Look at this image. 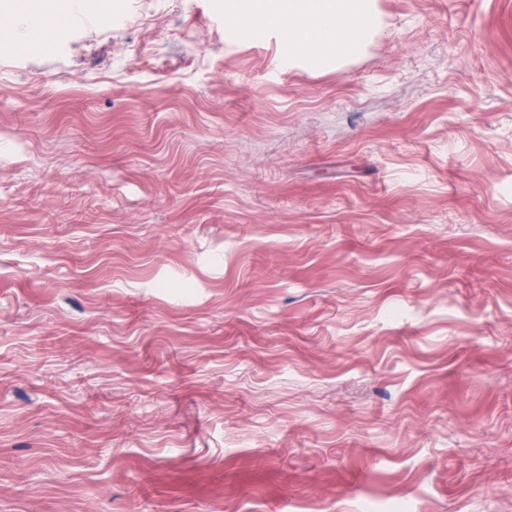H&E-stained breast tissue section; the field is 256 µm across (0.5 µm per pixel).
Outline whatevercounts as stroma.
Instances as JSON below:
<instances>
[{
	"label": "stroma",
	"mask_w": 512,
	"mask_h": 512,
	"mask_svg": "<svg viewBox=\"0 0 512 512\" xmlns=\"http://www.w3.org/2000/svg\"><path fill=\"white\" fill-rule=\"evenodd\" d=\"M224 2L0 52V512H512V0ZM229 16L252 34L276 28L288 44V66L336 67L358 55L376 28V0H228Z\"/></svg>",
	"instance_id": "35a3bbf8"
}]
</instances>
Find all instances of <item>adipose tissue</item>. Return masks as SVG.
Listing matches in <instances>:
<instances>
[{"label": "adipose tissue", "instance_id": "ef3b65f1", "mask_svg": "<svg viewBox=\"0 0 512 512\" xmlns=\"http://www.w3.org/2000/svg\"><path fill=\"white\" fill-rule=\"evenodd\" d=\"M229 15L251 22L254 36L274 28L288 61L314 69L358 55L376 28V0H228ZM60 0H0V50L15 42L12 19L48 18Z\"/></svg>", "mask_w": 512, "mask_h": 512}]
</instances>
